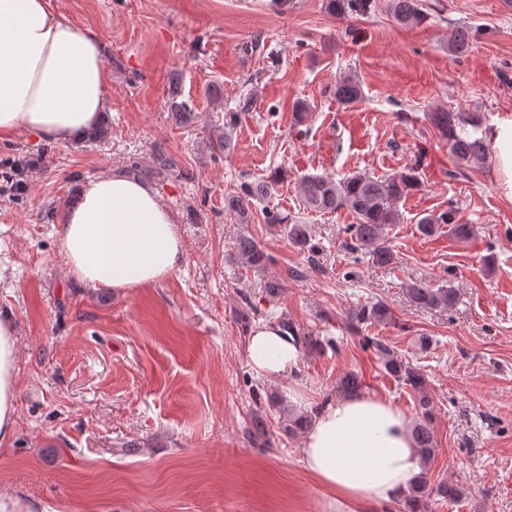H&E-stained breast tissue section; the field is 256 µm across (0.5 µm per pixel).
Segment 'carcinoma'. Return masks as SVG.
Here are the masks:
<instances>
[{"instance_id": "1", "label": "carcinoma", "mask_w": 512, "mask_h": 512, "mask_svg": "<svg viewBox=\"0 0 512 512\" xmlns=\"http://www.w3.org/2000/svg\"><path fill=\"white\" fill-rule=\"evenodd\" d=\"M370 7V0H327L329 12L342 18L361 15ZM386 8L402 25L416 24L423 20L419 0H387ZM473 39L474 34L469 30L456 31L448 39V52L457 58L467 55ZM362 96L361 84L353 75L345 74L336 82L334 97L339 103L351 105L359 102ZM170 109L171 117L178 125L189 126L197 118L196 113L184 102L172 100ZM425 119L448 142L457 168L482 167L488 162L490 147L485 137L478 135L481 129L479 116L472 114L466 117L461 112L439 109L426 113ZM234 124L235 117L231 115L229 121L224 123V132L213 135L210 142L212 151L222 153L230 146V129ZM468 125L473 128V132L467 131ZM152 163V171L159 176L175 167L173 159L159 148L153 151ZM281 178L282 174L275 171L265 180L241 184L234 194L224 200V212L237 224H249L254 219L255 203H262L265 223L283 226L288 240L294 246L312 252L315 246L311 243L307 226L266 204ZM420 187L419 167L414 164L384 178L364 173L337 181L328 175H307L301 180L299 191L307 209L324 213H336L340 210L349 212L354 223L346 227V234L350 239L347 246L355 252L369 256L372 264L383 267L395 263L396 260L385 231L388 226L399 223L398 202ZM441 224L448 225L449 232L458 239H467L472 233V226L462 223L458 212L451 207L441 213H423L417 222V228L423 236L431 237ZM234 251L241 264L250 269H261L269 260L268 254L252 236H240L236 240ZM405 293L411 303L426 308L447 307L455 298L453 289L433 288L422 281L408 283ZM390 320L392 312L382 301L361 304L351 309L347 315L348 327L355 334L361 333L362 328L368 325ZM282 329L291 335L295 343L308 350L321 351L326 346L318 337L310 334L298 335L286 322L282 323ZM363 341L373 348L385 371L410 387L417 396L420 419L412 426V436L421 454L423 467L404 495V512H432V505L438 501L460 500L464 495L460 486L448 482L434 485L428 476V464L435 455L436 442L431 427L434 405L423 375L380 338L366 336ZM336 389L341 396L351 395L361 391L362 382L357 375L350 373L338 381ZM268 402L280 408V417L284 421L283 431L289 436L304 432L312 422V417L308 414L291 412L289 406L284 404V399L277 394L269 396ZM251 434L256 441H264L268 435L266 414L257 409L251 414Z\"/></svg>"}]
</instances>
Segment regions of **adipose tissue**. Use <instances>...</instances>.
<instances>
[{"instance_id": "obj_1", "label": "adipose tissue", "mask_w": 512, "mask_h": 512, "mask_svg": "<svg viewBox=\"0 0 512 512\" xmlns=\"http://www.w3.org/2000/svg\"><path fill=\"white\" fill-rule=\"evenodd\" d=\"M103 45L50 6L0 0V142L33 133L47 142L84 139L109 108ZM501 194L512 202V114L486 129ZM60 249L77 284L115 290L158 283L183 259L177 224L157 191L124 174L81 183L61 212ZM256 374L297 370L300 350L282 332L255 326L247 346ZM18 338L0 317V440L17 418ZM306 471L346 512L397 500L421 472L408 417L392 402L353 394L325 404L302 440Z\"/></svg>"}]
</instances>
